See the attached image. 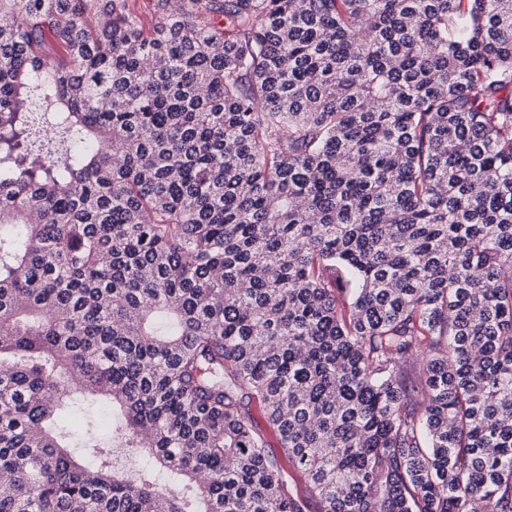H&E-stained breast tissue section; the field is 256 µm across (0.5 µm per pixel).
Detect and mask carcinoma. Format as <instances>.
Returning <instances> with one entry per match:
<instances>
[{"mask_svg":"<svg viewBox=\"0 0 512 512\" xmlns=\"http://www.w3.org/2000/svg\"><path fill=\"white\" fill-rule=\"evenodd\" d=\"M312 501L512 512V0H0V512Z\"/></svg>","mask_w":512,"mask_h":512,"instance_id":"obj_1","label":"carcinoma"}]
</instances>
